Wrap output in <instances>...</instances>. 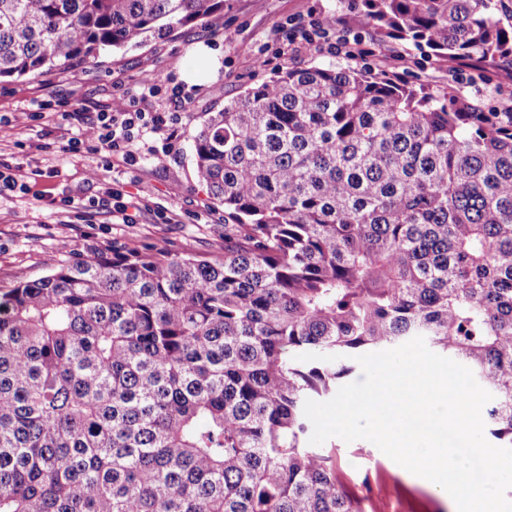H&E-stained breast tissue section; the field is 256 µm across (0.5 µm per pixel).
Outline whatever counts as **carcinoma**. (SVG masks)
I'll use <instances>...</instances> for the list:
<instances>
[{
  "label": "carcinoma",
  "instance_id": "cac0c4a2",
  "mask_svg": "<svg viewBox=\"0 0 512 512\" xmlns=\"http://www.w3.org/2000/svg\"><path fill=\"white\" fill-rule=\"evenodd\" d=\"M228 0H0V80L81 68ZM382 43L512 61L489 0H360ZM224 253L124 246L0 288V512H365L306 444L354 354L470 368L512 448V112L351 67L207 113Z\"/></svg>",
  "mask_w": 512,
  "mask_h": 512
}]
</instances>
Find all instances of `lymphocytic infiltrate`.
<instances>
[{
    "label": "lymphocytic infiltrate",
    "instance_id": "1",
    "mask_svg": "<svg viewBox=\"0 0 512 512\" xmlns=\"http://www.w3.org/2000/svg\"><path fill=\"white\" fill-rule=\"evenodd\" d=\"M159 96L165 99L162 109L141 111V102ZM185 104L186 97L179 88L162 93L156 77L146 73L134 86L113 94L111 104L93 117H86L81 109L62 112V121L74 120L78 123L77 132L65 139L63 151L100 155V163L90 167L87 175L89 180L102 184L100 202L121 223L132 222L134 201L118 182L105 181L104 172L110 170L113 160L118 159L126 164L134 162L133 147L147 134L163 132L168 138H177Z\"/></svg>",
    "mask_w": 512,
    "mask_h": 512
}]
</instances>
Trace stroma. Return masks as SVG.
<instances>
[{
	"instance_id": "1",
	"label": "stroma",
	"mask_w": 512,
	"mask_h": 512,
	"mask_svg": "<svg viewBox=\"0 0 512 512\" xmlns=\"http://www.w3.org/2000/svg\"><path fill=\"white\" fill-rule=\"evenodd\" d=\"M224 14L225 36H211L203 26H186L137 48L101 54L97 64L83 69L57 68L49 78L0 82V171L40 168L27 193L0 197V288L45 276L54 264L86 256L115 244L168 248L176 252L220 254L224 251V207L212 200L197 181L193 137L206 112L242 94L255 84L271 80L286 67L340 64L371 73L381 71L399 81L424 85L434 94L452 90L457 99L485 112L512 110V87H499L495 74L479 69L457 75L454 64L428 48L396 43L395 55L351 56L344 44L354 39L372 41L350 0H231ZM334 13L336 50L288 46L280 40L282 27L308 24ZM266 50L270 62L257 67L255 55ZM196 80H188V70ZM146 73L163 88L181 87L192 102L180 124V136L166 144L153 134L137 144L139 161L115 163L110 176L140 200L130 224H113L107 211L78 218L55 202L69 195L77 199L99 196V184L86 178L92 154H65L57 141L64 130L56 112L33 115L34 99L46 96L95 112L110 102L118 86H131ZM19 112L28 120L16 121ZM181 214V222L165 223V216ZM325 450L336 454L340 474L365 499L366 512H454L452 499L437 495L423 480L399 467L373 443L326 440Z\"/></svg>"
}]
</instances>
